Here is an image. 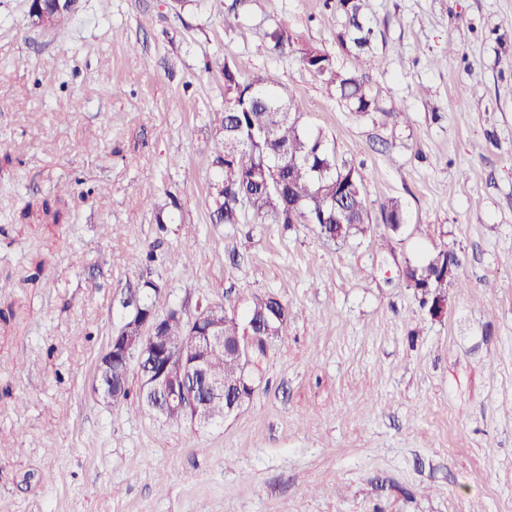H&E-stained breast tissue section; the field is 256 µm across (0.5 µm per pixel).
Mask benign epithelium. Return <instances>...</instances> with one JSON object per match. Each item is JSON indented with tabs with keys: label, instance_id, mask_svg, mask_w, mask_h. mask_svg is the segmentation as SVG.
<instances>
[{
	"label": "benign epithelium",
	"instance_id": "obj_1",
	"mask_svg": "<svg viewBox=\"0 0 512 512\" xmlns=\"http://www.w3.org/2000/svg\"><path fill=\"white\" fill-rule=\"evenodd\" d=\"M45 3L61 12L70 9L72 0H31L29 14L43 12ZM129 318L136 323L138 332L131 336L123 327L112 336L99 359L100 376L112 375V368L118 365L127 378L131 367H136L146 407L157 415L168 419L179 414L193 423L206 425L217 420L211 411L215 401H224V416L227 417L245 404V399L239 395L241 388L257 390L250 372L251 363L242 367L238 377L222 379L210 374L207 356L212 350H222L234 357L239 354L247 357L253 346L269 344L271 327L265 328L263 336L249 332L242 340L226 336L224 310L210 304L185 319L187 335L179 347L173 348L163 336L165 315L156 310L144 314L135 307Z\"/></svg>",
	"mask_w": 512,
	"mask_h": 512
}]
</instances>
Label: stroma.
<instances>
[{
    "instance_id": "1",
    "label": "stroma",
    "mask_w": 512,
    "mask_h": 512,
    "mask_svg": "<svg viewBox=\"0 0 512 512\" xmlns=\"http://www.w3.org/2000/svg\"><path fill=\"white\" fill-rule=\"evenodd\" d=\"M225 2L80 0L44 30L29 0H0V512H512V0H366L372 68L335 0H254L230 27ZM305 47L362 75L379 111L350 112ZM228 66L268 77L355 168L369 236L212 223ZM391 199L404 223L381 250ZM443 244L459 283L436 320L402 269ZM146 277L161 312L287 305L237 414L169 423L96 392Z\"/></svg>"
}]
</instances>
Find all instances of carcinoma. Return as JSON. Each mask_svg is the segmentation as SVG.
Wrapping results in <instances>:
<instances>
[{"instance_id": "cac0c4a2", "label": "carcinoma", "mask_w": 512, "mask_h": 512, "mask_svg": "<svg viewBox=\"0 0 512 512\" xmlns=\"http://www.w3.org/2000/svg\"><path fill=\"white\" fill-rule=\"evenodd\" d=\"M364 0H336V10L345 14L347 39L358 49L370 45L371 30L363 26ZM274 49L284 52L294 46L287 24L271 33ZM307 67L329 85L359 115L379 111L363 78L343 72L328 54L316 49L301 50ZM215 135L211 163L217 171L214 185L224 189L220 210L211 213L216 224L241 223L242 208L251 210L260 224H313L319 232L336 233L339 239L363 236L370 230L367 195L361 178L347 162L329 151L320 135L300 128L299 115L291 102L267 87V79L256 75L243 81L229 65H224V106L212 113ZM263 166L279 169V184L271 188L253 179ZM382 220L392 232L403 223L398 202L382 205ZM445 254L439 248L425 264L411 265L405 280L416 281L414 294L421 307L434 299L443 270L434 264ZM212 372L229 376L237 372L234 360L215 352L210 356ZM112 406L128 412L143 409L141 401L130 399V391L117 393Z\"/></svg>"}]
</instances>
